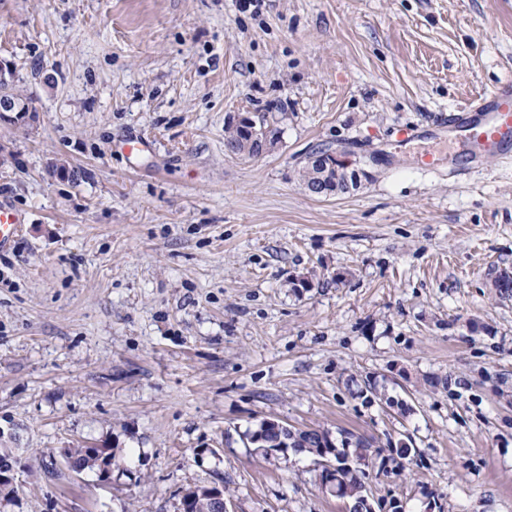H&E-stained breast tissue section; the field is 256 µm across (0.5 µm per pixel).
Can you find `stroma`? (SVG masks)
Returning a JSON list of instances; mask_svg holds the SVG:
<instances>
[{
	"mask_svg": "<svg viewBox=\"0 0 512 512\" xmlns=\"http://www.w3.org/2000/svg\"><path fill=\"white\" fill-rule=\"evenodd\" d=\"M0 61L31 107L0 118L26 217L0 251V512H179L212 485L346 512L312 456L244 445L264 418L373 438L375 512H512V157L457 173L448 132L512 80V0H0ZM266 112L273 148L225 150ZM319 150L360 188L309 195ZM99 444L108 480L67 469Z\"/></svg>",
	"mask_w": 512,
	"mask_h": 512,
	"instance_id": "obj_1",
	"label": "stroma"
}]
</instances>
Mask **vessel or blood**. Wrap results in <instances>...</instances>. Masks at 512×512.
<instances>
[{
	"instance_id": "obj_1",
	"label": "vessel or blood",
	"mask_w": 512,
	"mask_h": 512,
	"mask_svg": "<svg viewBox=\"0 0 512 512\" xmlns=\"http://www.w3.org/2000/svg\"><path fill=\"white\" fill-rule=\"evenodd\" d=\"M453 124L468 143L471 160L512 156V82L457 109ZM24 222L21 212L0 200V250L12 246Z\"/></svg>"
}]
</instances>
